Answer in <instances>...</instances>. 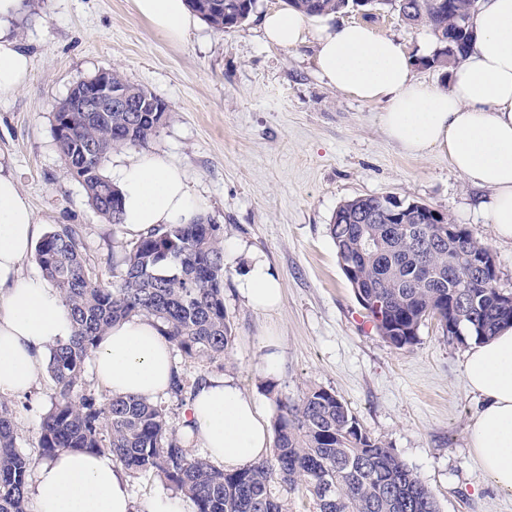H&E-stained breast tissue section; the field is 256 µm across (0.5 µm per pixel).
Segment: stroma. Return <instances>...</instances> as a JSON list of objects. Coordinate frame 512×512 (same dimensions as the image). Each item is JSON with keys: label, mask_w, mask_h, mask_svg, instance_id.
Returning <instances> with one entry per match:
<instances>
[{"label": "stroma", "mask_w": 512, "mask_h": 512, "mask_svg": "<svg viewBox=\"0 0 512 512\" xmlns=\"http://www.w3.org/2000/svg\"><path fill=\"white\" fill-rule=\"evenodd\" d=\"M285 7V0H257L232 33L201 21L173 40L133 0H28L13 28L32 68L22 89L0 100V172L16 177L42 231L82 225L96 273L111 280L131 238L93 211L67 174L52 112L74 83L103 70L147 87L170 108L148 153L178 166L201 212L223 224L225 241L263 253L283 288L278 310L253 311L237 288L240 260L225 253L229 362L183 365L188 383L233 378L269 424L277 399L312 386L332 390L431 489L442 512H512V492L499 489L467 447L482 399L464 382L466 345L433 321L411 350L385 343L365 318L327 227L337 206L355 196L389 192L425 202L490 247L506 292L512 243L495 238L480 207L487 190L455 172L447 156L405 152L378 123L383 103L358 101L321 77L314 42L264 41L262 16ZM371 24L415 58L435 43L426 28L392 12ZM272 351L278 364L271 369L265 357ZM51 393L43 372L29 392L10 398L18 445L32 457Z\"/></svg>", "instance_id": "stroma-1"}]
</instances>
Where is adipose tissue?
Here are the masks:
<instances>
[{
  "mask_svg": "<svg viewBox=\"0 0 512 512\" xmlns=\"http://www.w3.org/2000/svg\"><path fill=\"white\" fill-rule=\"evenodd\" d=\"M140 16L167 37L182 39L196 20L185 0H134ZM22 0H0V99L25 84L31 61L21 50L12 19ZM475 40L466 61L449 71L441 89L420 82L398 41L368 24L323 29L317 63L329 84L366 102L384 103L378 121L408 153L447 155L452 167L488 189L484 204L497 240L512 243V0H483L473 18ZM267 40L295 47L311 31L293 10L266 14ZM123 197L122 222L130 236L186 224L199 203L181 172L166 158L142 154L112 172ZM39 234L36 216L17 181L0 174V394L28 391L48 362L49 347L72 334V321L54 289L21 274ZM255 311L281 303V288L266 259L251 254L237 279ZM94 378L111 396L154 400L169 388L174 360L155 321L133 317L114 323L92 351ZM467 387L483 399L467 446L502 490L512 491V328L473 345L465 354ZM209 459L233 470L266 456L269 431L256 402L233 379L208 378L183 415ZM34 512H192L183 495L134 499L128 480L108 452L62 451L32 469Z\"/></svg>",
  "mask_w": 512,
  "mask_h": 512,
  "instance_id": "1",
  "label": "adipose tissue"
}]
</instances>
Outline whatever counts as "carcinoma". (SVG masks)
<instances>
[{
  "instance_id": "cac0c4a2",
  "label": "carcinoma",
  "mask_w": 512,
  "mask_h": 512,
  "mask_svg": "<svg viewBox=\"0 0 512 512\" xmlns=\"http://www.w3.org/2000/svg\"><path fill=\"white\" fill-rule=\"evenodd\" d=\"M214 30L240 28L257 0H188ZM312 17L366 7L364 17L386 6L408 25L436 38L433 56L420 61L452 68L467 57L471 19L480 0H286ZM112 90L144 102L152 112H79L75 83L53 112L54 138L66 172L84 189L89 206L112 224L122 223V197L104 174L113 152L144 147L169 119L168 104L119 70L107 71ZM391 194L343 201L329 234L339 262L354 263L363 277L366 317L397 350L413 347L420 328L434 319L449 339L482 341L512 327V300L498 286V268L487 244L462 224L446 238L437 223L450 218L427 205ZM370 230L377 254L360 252ZM43 277L60 294L73 333L49 347L51 406L40 423L43 460L64 449L109 451L128 470L153 473L168 489L189 497L196 512H282L272 494L277 479L316 501L319 512H441L429 487L383 440L371 436L345 401L323 387L296 399H276L272 455L227 472L185 447L162 406L137 397L105 398L86 388L83 375L97 339L112 323L134 316L154 319L186 363L221 361L233 328L224 305V225L210 215L169 224L140 236L125 253L116 280L105 283L90 263L83 229L63 224L35 247ZM15 417L0 398V512H29L31 459L18 448Z\"/></svg>"
}]
</instances>
